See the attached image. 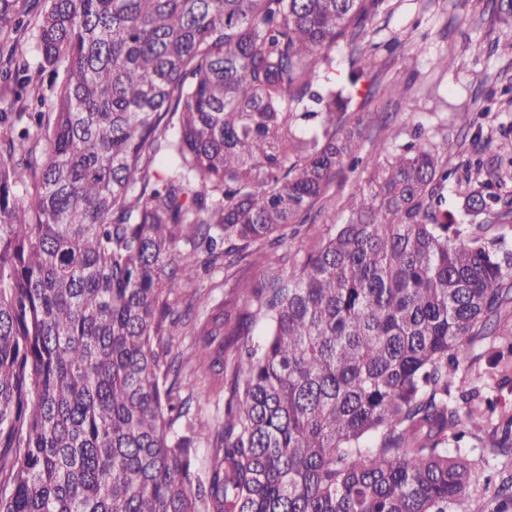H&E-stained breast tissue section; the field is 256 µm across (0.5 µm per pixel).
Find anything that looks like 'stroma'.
<instances>
[{"label":"stroma","mask_w":512,"mask_h":512,"mask_svg":"<svg viewBox=\"0 0 512 512\" xmlns=\"http://www.w3.org/2000/svg\"><path fill=\"white\" fill-rule=\"evenodd\" d=\"M479 0H386L384 9L369 27L368 45L377 49L385 63L381 72L370 73L366 85L378 87L365 107L355 108L371 132L379 133L386 150L410 142L414 136L436 142L441 138L458 141L459 149L450 160L458 166L474 158V136L491 139L494 155L501 162L512 160V95L504 89L512 85V55L493 52L495 39L507 29L480 16ZM403 43L412 58L395 60L389 49ZM396 85L404 97L381 94V87ZM481 95L487 106L475 116L471 98ZM362 171L342 174L332 184L327 197L312 210V220L289 237V253L303 250L309 238L327 225L344 223V201L359 192ZM234 278L258 281V268L242 263L233 268ZM223 266H216L198 282L214 306L239 310L241 301L225 287ZM492 341L470 345L460 359V373L469 375L468 388L480 398L497 402L498 413L512 414V388L502 387L497 377L485 375ZM478 478L467 504L468 512H487L493 492L504 470L512 469V455L490 448H476Z\"/></svg>","instance_id":"35a3bbf8"}]
</instances>
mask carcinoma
<instances>
[{
	"label": "carcinoma",
	"instance_id": "obj_1",
	"mask_svg": "<svg viewBox=\"0 0 512 512\" xmlns=\"http://www.w3.org/2000/svg\"><path fill=\"white\" fill-rule=\"evenodd\" d=\"M385 0H0V512H462L496 402L451 400L508 343L501 169L448 222L454 144L367 163L349 216L284 268L289 225L355 169L347 108ZM505 25L512 0H483ZM35 30L33 79L21 34ZM348 49V82L325 74ZM250 261L194 328L224 424L190 415L172 339L198 269ZM261 326L260 340L253 328ZM236 347L233 362L224 358ZM208 445L205 462L197 457ZM512 450V417L488 435ZM512 506V477L494 493Z\"/></svg>",
	"mask_w": 512,
	"mask_h": 512
}]
</instances>
